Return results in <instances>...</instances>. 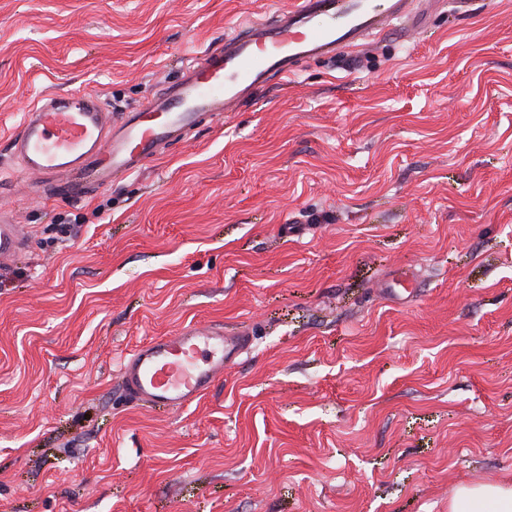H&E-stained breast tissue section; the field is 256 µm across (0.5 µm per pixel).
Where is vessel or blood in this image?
<instances>
[{"instance_id": "1", "label": "vessel or blood", "mask_w": 512, "mask_h": 512, "mask_svg": "<svg viewBox=\"0 0 512 512\" xmlns=\"http://www.w3.org/2000/svg\"><path fill=\"white\" fill-rule=\"evenodd\" d=\"M438 0H289L271 18L238 24L224 41L192 56L179 77L138 107L113 116L97 96L42 95L26 112L10 149L25 174L55 197L79 201L142 172L201 118L239 111L272 82L308 62L365 47L386 31H423ZM10 212L0 208V270L23 249ZM252 333L189 324L125 354L118 376L130 400L174 410L201 398L247 351Z\"/></svg>"}]
</instances>
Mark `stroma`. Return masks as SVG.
<instances>
[{"label": "stroma", "mask_w": 512, "mask_h": 512, "mask_svg": "<svg viewBox=\"0 0 512 512\" xmlns=\"http://www.w3.org/2000/svg\"><path fill=\"white\" fill-rule=\"evenodd\" d=\"M271 7L0 0L28 240L0 274V512H448L512 484V0L303 66L92 199L25 194L35 99L125 111ZM190 323L253 341L187 407L129 401L121 357Z\"/></svg>", "instance_id": "obj_1"}]
</instances>
